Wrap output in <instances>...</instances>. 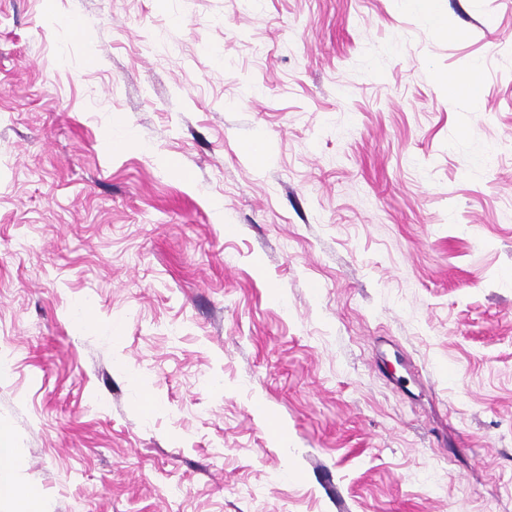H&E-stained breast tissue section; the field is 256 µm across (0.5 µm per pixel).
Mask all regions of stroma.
I'll list each match as a JSON object with an SVG mask.
<instances>
[{"instance_id": "35a3bbf8", "label": "stroma", "mask_w": 512, "mask_h": 512, "mask_svg": "<svg viewBox=\"0 0 512 512\" xmlns=\"http://www.w3.org/2000/svg\"><path fill=\"white\" fill-rule=\"evenodd\" d=\"M432 8L0 0V431L47 512H512V0ZM478 66L474 67L473 73L465 80H460L452 75H446L441 78L442 82L452 89L455 97L466 96L476 99L481 89Z\"/></svg>"}]
</instances>
